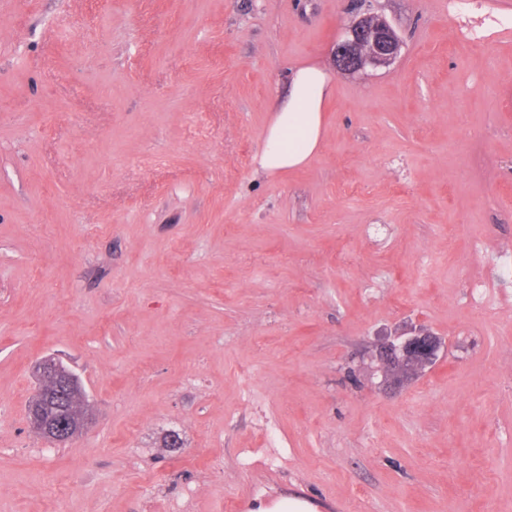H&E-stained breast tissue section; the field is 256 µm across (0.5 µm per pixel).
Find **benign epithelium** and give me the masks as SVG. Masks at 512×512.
Wrapping results in <instances>:
<instances>
[{"mask_svg":"<svg viewBox=\"0 0 512 512\" xmlns=\"http://www.w3.org/2000/svg\"><path fill=\"white\" fill-rule=\"evenodd\" d=\"M402 48L400 35L370 3L367 8L355 13L350 25L336 39L333 61L336 71L341 74L363 73L392 65ZM441 347L439 337L421 329L408 336L380 339L377 352L385 379L401 384L417 377L435 363ZM34 371L39 379V387L27 406L30 427L50 445L67 443L85 434L92 424L90 410H84L76 424L66 431L51 422L42 411L44 381L50 374L62 378L64 383L80 393L84 403H89L80 377L54 357L41 359Z\"/></svg>","mask_w":512,"mask_h":512,"instance_id":"1","label":"benign epithelium"}]
</instances>
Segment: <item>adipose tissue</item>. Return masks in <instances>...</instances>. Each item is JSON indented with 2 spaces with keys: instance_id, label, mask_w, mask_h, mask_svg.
<instances>
[{
  "instance_id": "1",
  "label": "adipose tissue",
  "mask_w": 512,
  "mask_h": 512,
  "mask_svg": "<svg viewBox=\"0 0 512 512\" xmlns=\"http://www.w3.org/2000/svg\"><path fill=\"white\" fill-rule=\"evenodd\" d=\"M330 80L315 67L299 69L285 97L274 106L259 166L267 172L295 169L306 163L321 142L323 104Z\"/></svg>"
}]
</instances>
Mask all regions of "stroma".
I'll list each match as a JSON object with an SVG mask.
<instances>
[{
    "label": "stroma",
    "instance_id": "1",
    "mask_svg": "<svg viewBox=\"0 0 512 512\" xmlns=\"http://www.w3.org/2000/svg\"><path fill=\"white\" fill-rule=\"evenodd\" d=\"M378 7L400 57L343 75L349 0H0V512H512V0ZM301 66L322 143L268 173ZM384 337L377 344V356L385 379L401 384L432 366L438 358L442 341L430 332L418 330L409 336ZM34 371L39 379V387L27 406L30 427L50 445L67 443L85 434L92 424V414L89 410L88 395L84 390L80 377L54 357L41 359L35 365ZM49 374L61 377L62 381L71 389L78 390L85 403V410L78 416L76 424L66 431L62 430L59 426L57 427L55 423L50 422V418L45 417L41 408L45 392L43 382L48 379ZM49 390L52 397L45 401V411L47 414L54 413L57 408H61L72 415H78L84 409L80 396L63 397L55 381H50ZM311 506L300 498L280 497L270 504L261 503L255 512H308Z\"/></svg>",
    "mask_w": 512,
    "mask_h": 512
}]
</instances>
